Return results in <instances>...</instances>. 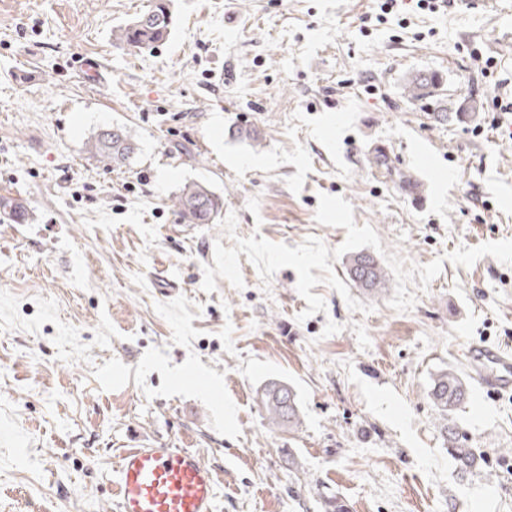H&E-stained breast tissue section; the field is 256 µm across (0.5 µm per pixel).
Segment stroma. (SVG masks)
<instances>
[{"instance_id":"35a3bbf8","label":"stroma","mask_w":512,"mask_h":512,"mask_svg":"<svg viewBox=\"0 0 512 512\" xmlns=\"http://www.w3.org/2000/svg\"><path fill=\"white\" fill-rule=\"evenodd\" d=\"M150 2L0 0V197L30 213L0 209V512H113L116 455L141 443L214 467L216 512H328L336 496L348 512H512V394L470 385L446 421L428 397L467 347L512 346V265L445 259L512 239V125L493 108L512 96V0L381 23L377 0H172L165 42L113 45ZM24 67L35 83L12 80ZM419 71L443 76L449 111L480 100L475 120L408 100ZM116 123L138 151L105 170L85 144ZM380 146L395 175L371 166ZM189 183L223 197L239 236L291 247L340 246L345 228L315 213L343 197L386 252L442 272L407 313L390 285L351 288L368 314L315 286L326 309L302 322L289 267L266 285L243 256V288L205 292L233 241L172 209ZM272 379L295 389L299 428L264 419ZM448 423L477 470L449 456ZM445 433L448 441V452L457 468L462 472L478 468L481 457L477 454L476 449L472 448L467 437L456 427L448 426V424H446Z\"/></svg>"}]
</instances>
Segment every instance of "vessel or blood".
I'll return each instance as SVG.
<instances>
[{
    "label": "vessel or blood",
    "mask_w": 512,
    "mask_h": 512,
    "mask_svg": "<svg viewBox=\"0 0 512 512\" xmlns=\"http://www.w3.org/2000/svg\"><path fill=\"white\" fill-rule=\"evenodd\" d=\"M465 366L488 391L512 392V348L470 347ZM116 472L115 512H214L215 471L189 449L128 448Z\"/></svg>",
    "instance_id": "b4317fda"
}]
</instances>
